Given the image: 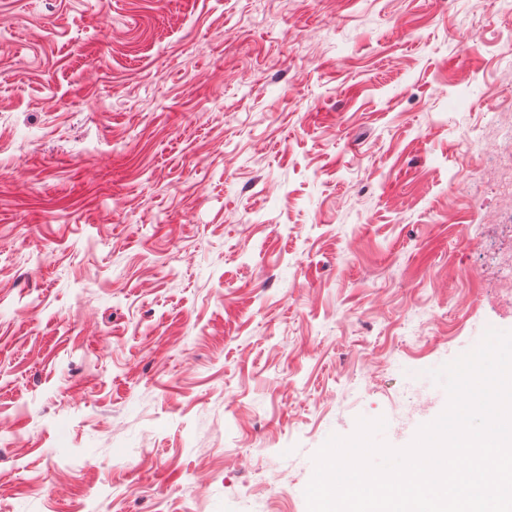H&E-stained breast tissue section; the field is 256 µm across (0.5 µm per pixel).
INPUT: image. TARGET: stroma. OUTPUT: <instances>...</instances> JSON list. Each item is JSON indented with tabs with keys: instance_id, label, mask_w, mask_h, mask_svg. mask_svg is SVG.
<instances>
[{
	"instance_id": "obj_1",
	"label": "stroma",
	"mask_w": 512,
	"mask_h": 512,
	"mask_svg": "<svg viewBox=\"0 0 512 512\" xmlns=\"http://www.w3.org/2000/svg\"><path fill=\"white\" fill-rule=\"evenodd\" d=\"M508 72L490 0H0V512H308L330 435L407 446L512 330Z\"/></svg>"
}]
</instances>
